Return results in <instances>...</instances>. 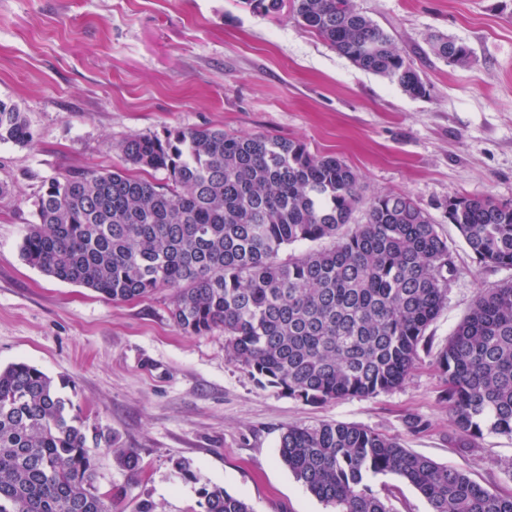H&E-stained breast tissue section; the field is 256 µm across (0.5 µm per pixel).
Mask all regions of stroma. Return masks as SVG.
<instances>
[{"instance_id": "35a3bbf8", "label": "stroma", "mask_w": 512, "mask_h": 512, "mask_svg": "<svg viewBox=\"0 0 512 512\" xmlns=\"http://www.w3.org/2000/svg\"><path fill=\"white\" fill-rule=\"evenodd\" d=\"M388 31L428 86L412 98L337 54L294 20L242 0H0V99L17 104L29 145L0 143V367L24 361L61 383L81 416L137 449L131 475L98 461L102 493L122 512H198L218 485L255 512H333L279 460L288 427L358 425L512 494V439L462 447L435 365L479 291L512 280L481 266L443 204L452 194L512 201V0H353ZM441 33L472 51L465 65L428 52ZM269 134L343 158L359 174L366 220L376 196L412 197L448 241L455 274L402 386L309 404L259 388L224 349V334L189 335L172 298L113 302L27 265L20 246L49 181L124 168L117 146L169 128ZM421 430H412L411 419ZM189 464L184 479L179 464ZM393 512H431L394 474L369 477Z\"/></svg>"}]
</instances>
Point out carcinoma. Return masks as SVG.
<instances>
[{
    "mask_svg": "<svg viewBox=\"0 0 512 512\" xmlns=\"http://www.w3.org/2000/svg\"><path fill=\"white\" fill-rule=\"evenodd\" d=\"M242 3L295 20L412 98L427 94L390 34L352 0H291L287 10L282 0ZM427 43L450 65L471 59L467 45L445 35ZM32 140L24 113L0 100V142ZM119 150L165 181L121 169L51 180L33 203L26 264L111 301L167 288L179 329L223 330L224 349L260 386L308 403L371 397L409 377L454 272L448 242L410 196L373 198L367 222L344 232L362 201L359 176L300 142L173 128L130 137ZM444 208L479 264L512 268V203L450 195ZM324 239L332 246L279 258L286 246ZM435 363L463 446L476 447L486 431L512 438V281L478 293ZM72 411L37 367L0 368V512H112L97 486L96 450L130 473L138 454ZM278 457L335 512H392L365 483L388 473L415 487L431 512H512V495L356 425L290 427ZM199 507L253 512L219 486L201 488Z\"/></svg>",
    "mask_w": 512,
    "mask_h": 512,
    "instance_id": "obj_1",
    "label": "carcinoma"
}]
</instances>
